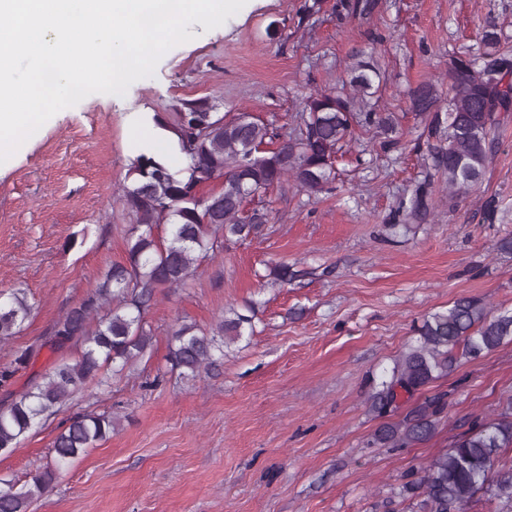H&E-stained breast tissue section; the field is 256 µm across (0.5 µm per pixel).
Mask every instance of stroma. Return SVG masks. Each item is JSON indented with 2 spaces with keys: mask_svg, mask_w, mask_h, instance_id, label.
I'll list each match as a JSON object with an SVG mask.
<instances>
[{
  "mask_svg": "<svg viewBox=\"0 0 512 512\" xmlns=\"http://www.w3.org/2000/svg\"><path fill=\"white\" fill-rule=\"evenodd\" d=\"M512 43V0H378L366 18L340 0H247L223 28L177 45L152 76L120 98L95 93L56 114L15 160L0 167V291L23 289L33 306L19 332L0 341V367L31 348L30 365L0 388V405L76 348L44 341L115 264L127 261L132 217L118 201L132 157L129 131L206 98L218 112L289 123L305 93L331 87L359 50L385 72L376 109L396 113L404 147L385 151L356 129L338 153L341 182L315 197L287 180L267 194V221L244 241L199 261L188 287L158 294L146 314L152 348L114 376L83 389L0 453V475L24 483L52 460L68 414L111 411L109 438L60 475L30 512H412L399 492L406 474L490 416L512 396V343L462 361L416 394L443 392L437 434L410 448H371L381 419L366 398L410 344L429 312L462 296L512 307V116L499 148L468 194L448 201L435 180L432 214L392 231L404 190L425 175L427 138L407 92L446 88L450 52L475 44L486 23ZM302 275L280 285L269 265ZM262 305L253 336L196 379L166 362L180 321L214 326L226 308Z\"/></svg>",
  "mask_w": 512,
  "mask_h": 512,
  "instance_id": "35a3bbf8",
  "label": "stroma"
}]
</instances>
